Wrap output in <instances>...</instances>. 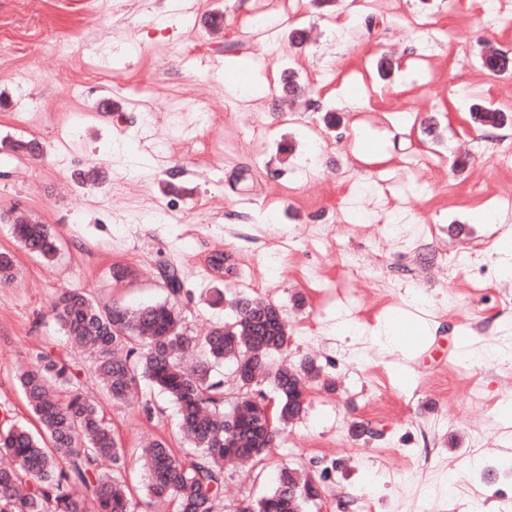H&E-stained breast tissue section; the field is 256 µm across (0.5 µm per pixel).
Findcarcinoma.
Instances as JSON below:
<instances>
[{"label":"carcinoma","instance_id":"carcinoma-1","mask_svg":"<svg viewBox=\"0 0 512 512\" xmlns=\"http://www.w3.org/2000/svg\"><path fill=\"white\" fill-rule=\"evenodd\" d=\"M492 74L512 71V57L489 46L481 55ZM304 92L301 82L288 78L282 102ZM474 122L497 128L508 112L474 103ZM12 233L29 254L55 260L58 240L49 225L38 220L11 221ZM13 256L0 252V282L14 279ZM173 298L184 289L178 269L164 275ZM232 317L206 336H193L181 323L180 312L169 303L136 309L119 302L101 306L79 290L63 292L53 305L54 318L64 336L80 348L109 401L125 404L138 398L140 410L152 417V396L139 393L141 383L166 394L178 407L184 443L193 449L177 455L162 436L147 439L138 449L142 483L126 477L128 452L98 404L72 389L74 372L68 360L47 347L28 353L17 380L37 426L0 425V512H138L149 500L172 501L176 512H218L223 498L224 461L260 463L275 447L280 426L298 419L306 406L297 402L294 378L316 379L321 367L313 359L295 366L280 358L288 345L284 319L270 303L237 295L229 301ZM251 366L259 384L269 387L280 406L278 427L270 434L257 424L250 391L237 393L236 431L224 427V380L216 368L223 363ZM108 459L112 471L101 472ZM320 493L316 478L284 468L275 490L235 512H304V505Z\"/></svg>","mask_w":512,"mask_h":512}]
</instances>
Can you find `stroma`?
I'll use <instances>...</instances> for the list:
<instances>
[{"label": "stroma", "mask_w": 512, "mask_h": 512, "mask_svg": "<svg viewBox=\"0 0 512 512\" xmlns=\"http://www.w3.org/2000/svg\"><path fill=\"white\" fill-rule=\"evenodd\" d=\"M0 0V252L10 253L17 276L0 284V418L31 422L17 374L29 351L51 347L82 371L79 392L102 401L125 448L164 436L184 453L176 405L154 397L153 418L136 405L115 406L71 348L51 311L65 289L103 304L130 307L167 300L160 271L178 266L185 290L179 300L194 336L227 321V305L211 303L213 287L275 302L288 324L290 363L317 359L322 379L308 386L301 419L281 432L276 448L255 467H228L222 504L257 499L276 486L280 469L328 472L321 500L309 512H472L488 506L512 512V418L498 416L507 390L497 362L484 354L512 341V295L495 253L512 252V214L473 193L488 184L512 197V169L498 164V145L512 135L471 122L469 106L490 102L512 109V73L482 69L485 43L512 49V24L483 11L480 0H452L421 19L420 0L351 16L349 0H282L289 28L306 31L302 48L287 35L275 45L259 36L254 0ZM99 14L103 25L86 29ZM127 44V56L96 55L99 43ZM83 50V64L56 53V42ZM389 56L401 76L382 80L371 65ZM258 95L237 126L260 113L269 129L263 153L251 140L225 132L230 64ZM307 84L305 98L284 104L279 89L288 72ZM366 104L347 103L349 89ZM121 90L118 106L99 111ZM149 96L157 111L144 122L138 102ZM183 109L168 111L171 100ZM208 100L214 118L198 130L192 104ZM335 107V128L323 122ZM324 148L310 168L309 130ZM36 141L37 154L14 151ZM468 166L455 170L456 159ZM96 171V182L81 173ZM403 199L405 230L392 223L350 219L351 190L364 203L379 201V181ZM184 215L163 220L164 208ZM49 224L60 245L53 262L28 254L9 223L16 213ZM328 237L316 241L317 227ZM491 244L484 265L449 279L448 250ZM223 251L234 266L218 276L209 264ZM365 275L346 277L351 257ZM133 271L114 282L113 267ZM494 291L480 302L474 287ZM354 327L335 332L337 321ZM411 330L406 346L390 351L375 337L386 323ZM480 384L485 397L471 395ZM439 421L441 428L422 426ZM364 422L368 435L354 437ZM481 447H473L474 436ZM466 475L465 493L432 497L446 475Z\"/></svg>", "instance_id": "1"}]
</instances>
